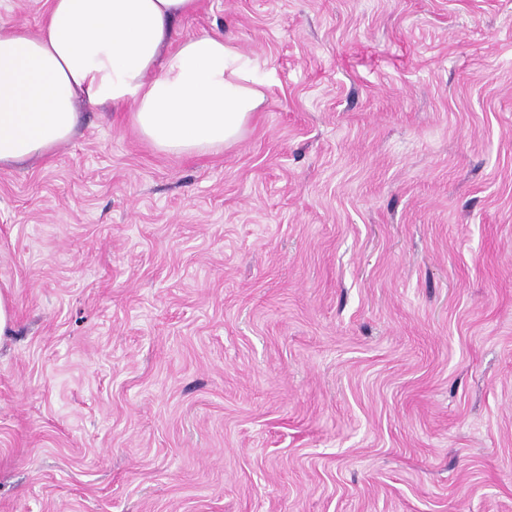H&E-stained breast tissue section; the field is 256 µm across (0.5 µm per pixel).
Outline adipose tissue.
Returning a JSON list of instances; mask_svg holds the SVG:
<instances>
[{"label":"adipose tissue","mask_w":512,"mask_h":512,"mask_svg":"<svg viewBox=\"0 0 512 512\" xmlns=\"http://www.w3.org/2000/svg\"><path fill=\"white\" fill-rule=\"evenodd\" d=\"M198 0H48L37 32L0 25V167L71 140L79 103L128 113L155 149L218 153L265 101L258 60L205 30Z\"/></svg>","instance_id":"adipose-tissue-1"}]
</instances>
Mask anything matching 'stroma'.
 I'll return each instance as SVG.
<instances>
[{
	"mask_svg": "<svg viewBox=\"0 0 512 512\" xmlns=\"http://www.w3.org/2000/svg\"><path fill=\"white\" fill-rule=\"evenodd\" d=\"M220 153L84 106L0 169V512H512V0H201ZM14 310L11 287L6 282L0 283V344L13 334Z\"/></svg>",
	"mask_w": 512,
	"mask_h": 512,
	"instance_id": "obj_1",
	"label": "stroma"
}]
</instances>
